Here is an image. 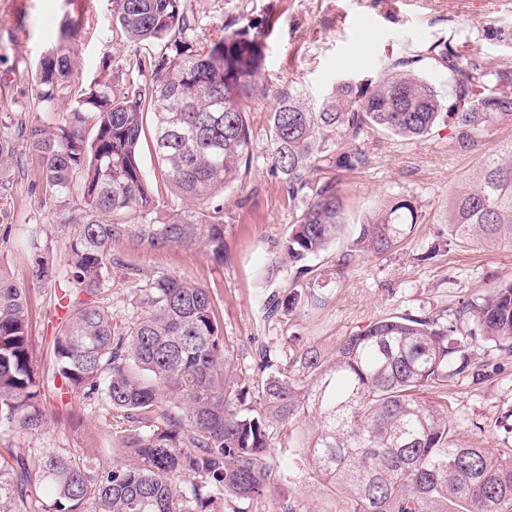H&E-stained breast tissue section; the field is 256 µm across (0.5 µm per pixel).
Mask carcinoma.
Returning a JSON list of instances; mask_svg holds the SVG:
<instances>
[{
  "label": "carcinoma",
  "mask_w": 512,
  "mask_h": 512,
  "mask_svg": "<svg viewBox=\"0 0 512 512\" xmlns=\"http://www.w3.org/2000/svg\"><path fill=\"white\" fill-rule=\"evenodd\" d=\"M112 20L136 47L162 43L170 54L138 62L148 78L117 89L102 81L70 100L56 130L16 116L10 127L29 142L49 198L79 191L83 212L64 265L51 240L30 228L32 277L66 288L48 368L34 358L28 289L0 271V427L28 436L46 431V389L83 394L99 405L123 459L109 470L89 456L51 448L37 457L0 453V512H223L224 499L255 500L270 490L272 430L316 424L293 447L350 500V512H512V460L491 448L455 441L448 416L421 402L465 372L460 336L512 352V278L447 316L379 318L340 344L324 366L314 356L311 385L266 379L259 405L230 377L231 358L210 289L179 274H152L112 251L205 247L224 259V203L252 160L249 103L262 91L267 33L227 26L196 50L185 41L182 0H112ZM426 58L446 68L453 100L398 59L367 83L345 81L317 105L296 89L269 113L271 169L282 176L294 221L281 243L295 276L336 242L346 205L331 173L362 167L374 132L424 138L444 124L466 150L496 123L512 119V69L464 58L438 39ZM71 70L70 55L42 59L31 91L55 112ZM157 173L142 167V147ZM13 137L0 134V199L9 195ZM194 209L163 215L162 189ZM419 216L398 193L359 225L336 271L365 255L395 250ZM448 238L512 246V144L484 155L448 193ZM134 284L136 316L116 321L109 304L112 270ZM470 323L472 328L461 331ZM60 384H55V380ZM190 483L186 489L181 483Z\"/></svg>",
  "instance_id": "carcinoma-1"
}]
</instances>
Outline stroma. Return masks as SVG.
I'll return each instance as SVG.
<instances>
[{
	"mask_svg": "<svg viewBox=\"0 0 512 512\" xmlns=\"http://www.w3.org/2000/svg\"><path fill=\"white\" fill-rule=\"evenodd\" d=\"M183 7L194 25L188 37L197 48L222 38L229 22L259 26L268 34L261 79L266 92L252 101L249 114L253 162L241 185L224 195L223 262L203 247L134 249L119 242L114 252L147 271L185 274L212 289L239 384L255 394L266 378L279 373L308 384L304 356L330 362L340 343L372 321L435 316L512 277V247L444 244L449 189L485 153L512 143V120L496 124L466 151L454 146L445 127L413 141L373 135L368 164L337 175L347 218L327 259L316 260V280L296 281L285 274L268 283L260 271L277 257L294 216L286 186L268 160L267 118L278 94L299 88L321 100L338 81L374 79L393 60L416 55L439 38L463 56L511 67L512 42L487 38L486 29H512V0H183ZM74 19L86 33L71 56L72 89L103 80L116 85L139 81L135 49L112 25V0H0V121L22 114L55 125V116L40 112L32 100V76L48 52L63 47L61 31ZM16 154L10 194L0 199L11 226L8 235L0 236V254L10 275L31 290L33 352L45 364L52 328L63 311L53 288L32 282L24 233L30 225H41L56 264H63L64 244L78 213L45 197L40 162L25 141H17ZM392 192L411 195L418 205L420 219L409 240L391 252L358 259L337 275L336 256L363 217ZM292 288L300 295L297 306L265 317L269 294ZM464 356L470 375L450 377L445 388L425 390L421 399L447 413L458 442L512 456V434L502 425L512 414V355L476 339ZM52 410L45 433L0 435V448L28 456L45 448H80L98 467L111 468L112 436L93 400L68 396ZM271 452L280 468L270 494L254 501L225 500L224 512H282L290 502L300 512H348L347 497L319 484L308 460L289 448L285 429L274 428Z\"/></svg>",
	"mask_w": 512,
	"mask_h": 512,
	"instance_id": "obj_1",
	"label": "stroma"
}]
</instances>
